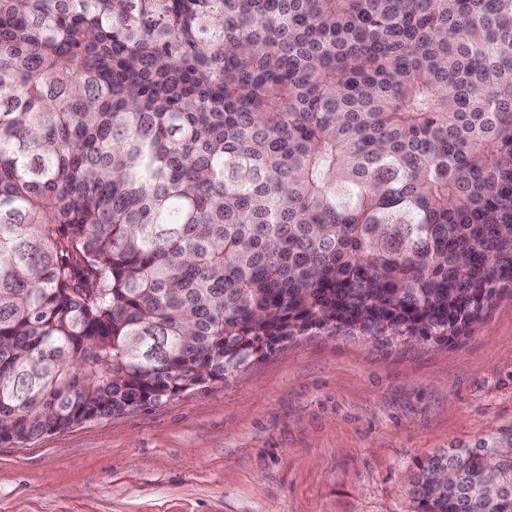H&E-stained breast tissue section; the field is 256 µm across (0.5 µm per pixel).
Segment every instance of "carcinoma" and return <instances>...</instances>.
<instances>
[{
	"mask_svg": "<svg viewBox=\"0 0 512 512\" xmlns=\"http://www.w3.org/2000/svg\"><path fill=\"white\" fill-rule=\"evenodd\" d=\"M505 294L512 0H0L1 443ZM416 467L512 512V427Z\"/></svg>",
	"mask_w": 512,
	"mask_h": 512,
	"instance_id": "carcinoma-1",
	"label": "carcinoma"
}]
</instances>
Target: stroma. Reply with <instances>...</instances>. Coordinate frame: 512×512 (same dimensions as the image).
Segmentation results:
<instances>
[{
	"instance_id": "1",
	"label": "stroma",
	"mask_w": 512,
	"mask_h": 512,
	"mask_svg": "<svg viewBox=\"0 0 512 512\" xmlns=\"http://www.w3.org/2000/svg\"><path fill=\"white\" fill-rule=\"evenodd\" d=\"M512 426V298L448 343L315 331L147 410L0 443V512H415L418 461Z\"/></svg>"
}]
</instances>
